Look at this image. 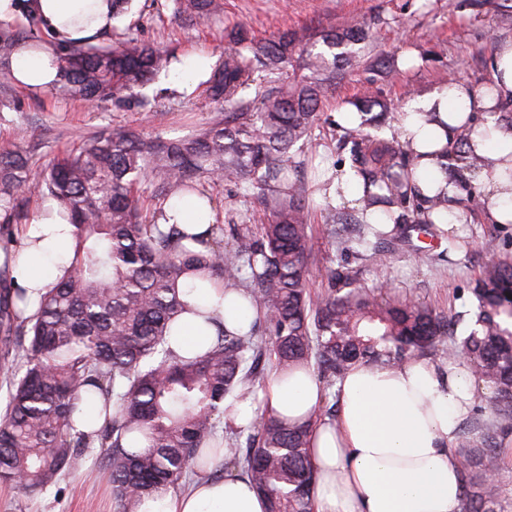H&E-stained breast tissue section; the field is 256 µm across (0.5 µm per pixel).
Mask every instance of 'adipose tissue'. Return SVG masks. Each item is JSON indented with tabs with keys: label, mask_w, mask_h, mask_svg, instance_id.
Instances as JSON below:
<instances>
[{
	"label": "adipose tissue",
	"mask_w": 512,
	"mask_h": 512,
	"mask_svg": "<svg viewBox=\"0 0 512 512\" xmlns=\"http://www.w3.org/2000/svg\"><path fill=\"white\" fill-rule=\"evenodd\" d=\"M36 17L45 34L37 49L19 48L10 63L14 79L30 90H44L58 76L65 48L111 34L119 18L112 0H0V23L24 15ZM485 90L443 83L415 96L395 116L394 126L428 191L445 189L449 199L461 190L447 182L446 170L460 166L457 138L474 144L485 161L476 174L479 208L490 224H512V131L498 125L487 109ZM438 121L421 125L419 113ZM73 227L58 214L55 202L41 201L23 236L14 274L26 290L30 308L69 265ZM180 292L189 305L206 307L209 318L183 314L170 336L181 356L205 353L219 329L248 330L255 317L250 300L189 275ZM323 389L312 371L289 377L273 375L263 405L226 400L235 423L265 414L303 421L317 412ZM335 420H318L311 434V456L318 472L314 512H462V484L457 451L458 429L470 415L478 394L466 374L444 370L427 359L402 365L355 366L336 385ZM224 451H206L205 465L184 492L165 486L141 502L138 512H267V501L247 478L215 477Z\"/></svg>",
	"instance_id": "adipose-tissue-1"
}]
</instances>
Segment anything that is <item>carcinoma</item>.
Here are the masks:
<instances>
[{"label":"carcinoma","mask_w":512,"mask_h":512,"mask_svg":"<svg viewBox=\"0 0 512 512\" xmlns=\"http://www.w3.org/2000/svg\"><path fill=\"white\" fill-rule=\"evenodd\" d=\"M173 13L210 22L220 0H165ZM36 22L0 32V65L23 40L38 38ZM361 27L312 37L284 31L257 40L239 25L224 32L227 47L201 83L218 107L199 133L167 139L159 130L111 129L82 140L49 167L14 144L0 147V222L18 224L24 187L55 199L73 224L71 269L25 314V291L8 276L23 246L0 238V377L8 401L0 416V481L21 482L30 494L58 484L87 448H100L111 469L119 512L140 498L196 474L204 445L225 438V465L248 476L268 512H314L317 470L309 454L312 423L262 417L248 426L225 417L224 399L265 387L270 365L307 367L329 391L318 417L336 418L334 387L359 362L397 364L442 352L466 355L464 367L482 383L478 407L458 436L465 512H497L502 444L512 436V260H492L471 291L474 310L441 316L426 306L382 300L355 288L352 270H330L326 295L307 287L312 207L305 156L336 80L358 64ZM173 53L126 34L106 45H84L60 57L55 95L104 107L149 101L141 90L168 71ZM292 73L281 77L287 67ZM361 125L338 147L362 190V208L334 212L332 238L341 250L356 241L371 260L404 248L409 229L435 237L430 219L448 197L423 193L410 154L387 128L393 113L372 93L350 102ZM224 186L251 207V224L228 219L188 235L157 223L175 195L212 205L209 189ZM385 212L393 228L370 224ZM231 240L224 241V232ZM204 270L227 290L241 289L257 316L242 333L224 328L215 346L182 358L170 346L171 327L186 310L178 282ZM111 400L112 414L96 430L75 428L80 390ZM246 447H241V438Z\"/></svg>","instance_id":"1"}]
</instances>
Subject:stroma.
<instances>
[{
	"label": "stroma",
	"mask_w": 512,
	"mask_h": 512,
	"mask_svg": "<svg viewBox=\"0 0 512 512\" xmlns=\"http://www.w3.org/2000/svg\"><path fill=\"white\" fill-rule=\"evenodd\" d=\"M242 24L259 39L284 30L315 34L324 28L369 27L372 39L363 61L337 80L326 106L338 112L364 90L377 91L392 110L409 97L439 83L484 86L489 62L500 43L512 38V0H224V12L206 25L175 17L171 8L141 0L138 12L124 24L142 41L174 52L179 60H217L224 52V30ZM208 75L200 70L189 79L177 71L161 74L146 96L169 117L170 138L195 134L211 115L201 95ZM26 124L24 149L44 165L63 156L81 137L107 128L148 131L136 104L95 108L79 100H61L49 91H26L0 72V143L13 140L17 125ZM328 207L314 205L313 258L308 267L312 295L324 294L328 274L341 260L330 226ZM435 252L449 251L450 262L428 267L405 248L383 253L377 262L352 260L355 285H387L389 295L427 305L447 316L463 309L483 266L512 258V224L486 223L473 212L470 223L455 225L439 238ZM99 451L86 449L63 475L57 488L29 495L0 482V512H115L110 474L101 467Z\"/></svg>",
	"instance_id": "35a3bbf8"
}]
</instances>
